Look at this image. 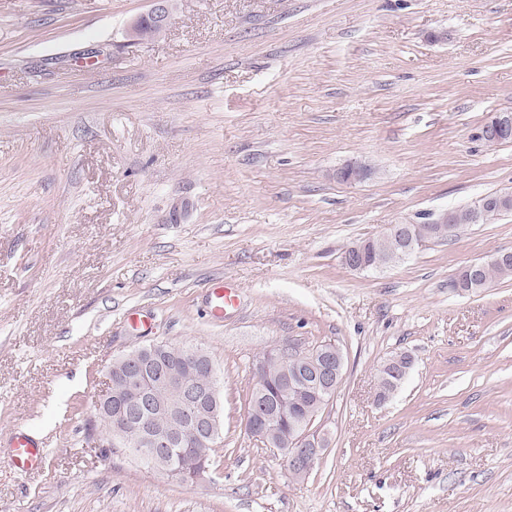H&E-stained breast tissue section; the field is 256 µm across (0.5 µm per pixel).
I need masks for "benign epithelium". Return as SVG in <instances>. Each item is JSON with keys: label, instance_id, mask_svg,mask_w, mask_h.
<instances>
[{"label": "benign epithelium", "instance_id": "7a95c632", "mask_svg": "<svg viewBox=\"0 0 512 512\" xmlns=\"http://www.w3.org/2000/svg\"><path fill=\"white\" fill-rule=\"evenodd\" d=\"M172 16L171 0H152L151 9L138 16L130 24V36L140 38L141 22L147 20L165 29ZM512 126V113H499L480 130L481 138H491L499 127ZM371 174L365 164L349 163L336 169V180L356 182ZM393 234L413 252L428 241L416 237L410 224L391 225ZM370 241L354 243L344 249L341 261L353 272L370 268L367 252ZM288 350L273 348L263 354L255 365V396L249 399L244 423L250 436L282 455L288 471L306 474L326 450L328 436L313 428V423L298 422L286 437L276 435L271 428L270 413L261 399L262 374L272 362L288 361ZM344 355L335 344L323 343L315 346L313 356L303 366L288 375V386L293 389L310 387L323 400L334 396L343 379ZM107 386L96 403V413L111 426L107 445L118 448L130 446L128 430H137L141 454L156 465L167 458L175 448L183 444V436L168 428L159 431L154 425V415L166 409L169 417L186 421L188 436L204 444L218 439L220 429L217 414L221 403L218 388L188 385L174 369L156 364V345L138 346L112 360L106 373Z\"/></svg>", "mask_w": 512, "mask_h": 512}]
</instances>
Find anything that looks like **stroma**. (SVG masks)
<instances>
[{"label":"stroma","mask_w":512,"mask_h":512,"mask_svg":"<svg viewBox=\"0 0 512 512\" xmlns=\"http://www.w3.org/2000/svg\"><path fill=\"white\" fill-rule=\"evenodd\" d=\"M0 0V512H512V213L404 262L341 263L391 224L512 192V0ZM361 161L364 182L336 181ZM239 305L223 321L210 292ZM334 343L307 476L245 430L268 349ZM207 350L223 430L179 482L106 453L94 408L135 345ZM405 352L402 387L377 369ZM26 430L41 469L9 465ZM151 2V9L146 14L138 16L130 24L129 30L132 38L140 39L141 34L142 39H152L161 35L160 30L150 23H146L142 27L140 34L141 22L143 20L153 22L162 29H167L172 16V2L170 0H152ZM511 252L508 251H498L492 254L488 259L472 262L468 264V268L472 270H477L484 265L491 264L494 262L503 261L506 256L510 255ZM512 277V255H510V260L506 263V265L500 264H492L486 267H483L476 274L470 276L467 271H464L462 274V287L459 283L454 282V278L448 283L449 288L454 291H463V289L467 291L476 292L483 286H486L493 279H507ZM238 304L233 288L226 286L215 288L209 301V312L215 321H222L228 308L234 309ZM397 359H401L403 365H408V367H410V369L412 368L413 360H412L411 356H409L408 354H397L395 356H392L386 362L394 361ZM385 363L378 370V380H379V388L383 392V394H385V396H386V395L394 394L401 387V385L403 384L404 380L407 377L406 376L407 374H405V375L400 374L399 376H396V375H398L399 373H404V372L408 371V369L406 367L400 366L399 363H395V364L391 365V367H390V372L396 374V375H394V374L389 373L387 369H384ZM395 367H397L398 369H396Z\"/></svg>","instance_id":"stroma-1"}]
</instances>
